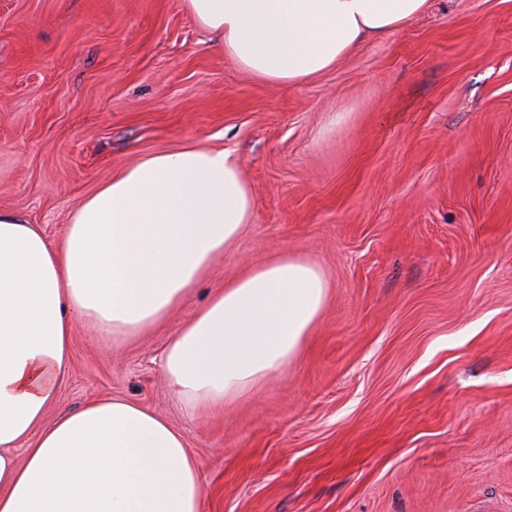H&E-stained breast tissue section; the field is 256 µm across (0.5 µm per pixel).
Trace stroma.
Segmentation results:
<instances>
[{
	"instance_id": "1",
	"label": "stroma",
	"mask_w": 512,
	"mask_h": 512,
	"mask_svg": "<svg viewBox=\"0 0 512 512\" xmlns=\"http://www.w3.org/2000/svg\"><path fill=\"white\" fill-rule=\"evenodd\" d=\"M241 164L252 221L164 324L78 325L47 420L134 401L198 460L202 512H512V0H429L293 86L184 0H0V211L48 242L122 169L183 146ZM329 280L297 358L186 413L161 357L244 267Z\"/></svg>"
}]
</instances>
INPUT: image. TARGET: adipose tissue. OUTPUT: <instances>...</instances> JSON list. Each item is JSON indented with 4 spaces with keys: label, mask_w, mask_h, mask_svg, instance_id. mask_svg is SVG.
Wrapping results in <instances>:
<instances>
[{
    "label": "adipose tissue",
    "mask_w": 512,
    "mask_h": 512,
    "mask_svg": "<svg viewBox=\"0 0 512 512\" xmlns=\"http://www.w3.org/2000/svg\"><path fill=\"white\" fill-rule=\"evenodd\" d=\"M246 73L293 85L363 41L402 29L428 0H185ZM238 164L186 146L121 170L49 244L0 212V512H201L199 464L141 405L95 399L46 422L79 324L120 343L163 324L250 223ZM328 281L283 255L226 280L171 336L162 367L192 415L281 373L317 324ZM24 448L16 456V448Z\"/></svg>",
    "instance_id": "ef3b65f1"
}]
</instances>
